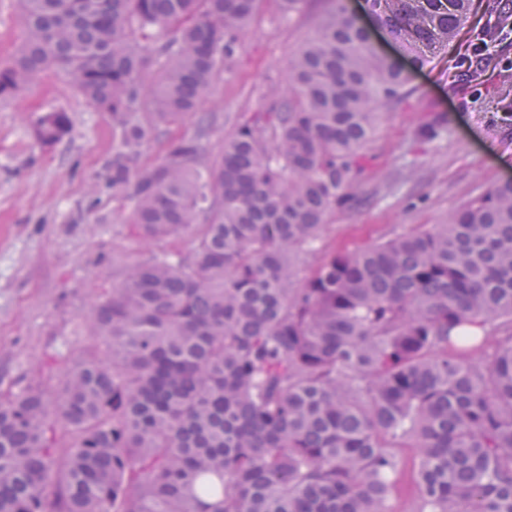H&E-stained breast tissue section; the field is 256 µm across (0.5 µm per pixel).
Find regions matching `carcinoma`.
<instances>
[{
  "instance_id": "1",
  "label": "carcinoma",
  "mask_w": 512,
  "mask_h": 512,
  "mask_svg": "<svg viewBox=\"0 0 512 512\" xmlns=\"http://www.w3.org/2000/svg\"><path fill=\"white\" fill-rule=\"evenodd\" d=\"M19 2L0 98L57 72L108 114L112 199L156 250L95 302L102 349L61 391L0 378V512H390L402 447L420 449L418 512H512V181L296 281L328 217L362 203L376 108L408 95L343 0L295 51L288 94L214 156L198 107L261 0ZM365 7L420 67L470 0ZM187 117L194 136L140 162ZM69 131L57 109L31 126L43 147Z\"/></svg>"
}]
</instances>
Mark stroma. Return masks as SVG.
Returning a JSON list of instances; mask_svg holds the SVG:
<instances>
[{"label":"stroma","mask_w":512,"mask_h":512,"mask_svg":"<svg viewBox=\"0 0 512 512\" xmlns=\"http://www.w3.org/2000/svg\"><path fill=\"white\" fill-rule=\"evenodd\" d=\"M496 0H471L456 38L419 70L409 94L379 111L365 146L359 193L366 205L336 210L322 238L324 253L354 251L442 223L495 183L512 178V121L503 119L486 84L465 83L456 62ZM330 0H308L281 22L262 0L243 35L231 70L221 72L201 109L216 115L206 142L217 153L236 116L262 112L290 85L289 62L312 33ZM18 0H0V65L11 60L24 30ZM68 113L59 143L39 147L30 136L40 112ZM442 115L447 131L415 142L418 126ZM112 157V121L63 75H43L0 100V378L57 389L67 365L92 344L85 322L92 300L118 282L123 267L150 248L135 238L127 210L118 208L102 174ZM398 474L391 512H416L417 451H396Z\"/></svg>","instance_id":"35a3bbf8"}]
</instances>
